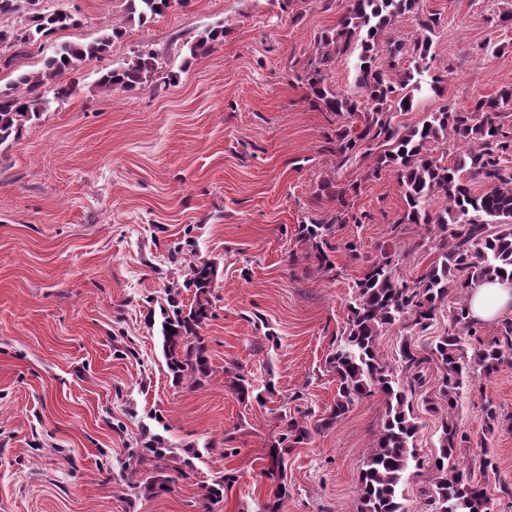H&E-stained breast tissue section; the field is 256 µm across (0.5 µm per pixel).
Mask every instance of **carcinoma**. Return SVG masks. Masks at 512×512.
Segmentation results:
<instances>
[{"instance_id":"obj_1","label":"carcinoma","mask_w":512,"mask_h":512,"mask_svg":"<svg viewBox=\"0 0 512 512\" xmlns=\"http://www.w3.org/2000/svg\"><path fill=\"white\" fill-rule=\"evenodd\" d=\"M38 0H0V17L18 15L20 26L0 28V43L24 47L52 36L56 31L80 24L71 12L44 13ZM171 0H129L128 20L145 23L160 16ZM336 29L319 40V55L309 65L300 82L307 86L312 103L326 112H346L360 119L355 130L340 129L329 140L328 151L344 165L375 155L372 176L391 168L404 190L406 208L398 224H416L423 238L433 243L438 260L412 282L396 278L393 255L386 250L375 257L363 256L357 246L344 244L349 257L363 263L355 296L347 305L343 339L329 364L338 376L334 406L321 426H330L348 413L358 399L380 394L385 401V420L374 436L371 452L359 475L357 512H405L402 487L416 458L414 438L416 417L408 393L423 383V364L435 361L443 370L437 395L426 400L427 410L439 415L440 450L433 461L435 472L427 502L432 512H490L486 488L464 477L456 464L458 444L454 410L460 388L470 373L479 369L489 375L498 370L506 352H512V320L501 324L500 338L493 345L467 355L465 337L475 334L469 314V296L476 285L512 273V166L504 165L512 156V132L503 130V109L512 104V88L481 98L472 108L450 110L442 106L419 125L403 129L393 124L394 113L412 109L414 93L422 91V75L431 68L432 36L441 26L435 13L419 12L418 0H348ZM409 13L415 17L419 35L406 50L399 42L388 43V68H396V58L405 53L413 59L414 70L388 73L380 68L378 41L392 19ZM123 35L114 22L95 40L85 44L57 45L42 69L22 73L0 86V147L19 139L24 129L39 118L49 103L72 93L63 77L80 69L84 62L100 59L112 41ZM224 30L212 29L189 46L191 56L205 54L222 42ZM359 50L355 85L363 102L326 83L328 64L337 56ZM180 74L164 66L159 54L136 50L124 66L103 72L97 87L109 92L133 91L161 80L174 84ZM467 144V151L448 164L437 147L448 137ZM485 190L477 192L474 184ZM357 186L339 187L333 192L341 208L329 210L320 219L300 225L298 242L304 258L317 263L329 274L336 268L330 253L337 251L328 237L337 224H363L366 212L347 209L345 196ZM440 196L448 205L439 212L426 208L429 199ZM217 276L213 261H190L185 287L194 289V299L186 310L176 307L162 322V346L168 370L178 381L201 384L208 374L207 349L200 336L212 317L211 288ZM459 295L452 314V329L428 344L424 354L412 340L403 341L398 362L406 377L402 384L383 360L380 336L395 321L408 317L412 326L424 333L433 325L436 310ZM311 438L307 424L290 418L282 441L288 447L305 444Z\"/></svg>"}]
</instances>
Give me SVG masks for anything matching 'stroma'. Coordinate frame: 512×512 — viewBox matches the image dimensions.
Returning <instances> with one entry per match:
<instances>
[{
  "instance_id": "35a3bbf8",
  "label": "stroma",
  "mask_w": 512,
  "mask_h": 512,
  "mask_svg": "<svg viewBox=\"0 0 512 512\" xmlns=\"http://www.w3.org/2000/svg\"><path fill=\"white\" fill-rule=\"evenodd\" d=\"M47 11L78 12L56 32L0 66V84L40 70L59 43H88L106 23H125L107 57L68 75L72 95L52 101L10 146L0 148V512H268L287 486L283 512H356L357 480L384 416L381 395L354 402L332 427L337 392L329 358L347 321L362 255L394 253L396 275L420 277L437 258L420 230L399 223L405 202L395 172L368 174V162L339 166L327 150L339 127L358 120L311 105L299 78L345 0H173L164 15L128 21V0H39ZM440 13L434 65L449 69L443 94L422 90L394 122L418 125L442 105L470 108L512 87V28L496 23L507 0H419ZM223 26L224 41L190 60L187 45ZM152 50L178 84L133 92L92 91L102 69L132 51ZM356 185L348 201L363 224L331 236L335 275L307 260L289 262L298 227L318 218L321 183ZM212 260L218 278L213 316L201 331L211 373L201 385L175 383L160 322L192 290L175 249ZM449 294L428 332L410 319L380 338L387 362L409 338L427 345L451 328ZM242 375L255 390L273 382L265 403L241 401ZM410 395L422 468L404 486L407 512H430L422 490L435 476L440 422L426 402L441 370L427 363ZM498 419L486 424L484 409ZM313 426L309 443L271 473L268 450L283 416ZM466 440L456 458L487 489L491 512H512V363L465 381L456 410ZM163 439L164 458L143 465L146 442ZM490 467H482V459ZM161 484L151 494L146 479ZM223 481L224 496L205 488Z\"/></svg>"
}]
</instances>
